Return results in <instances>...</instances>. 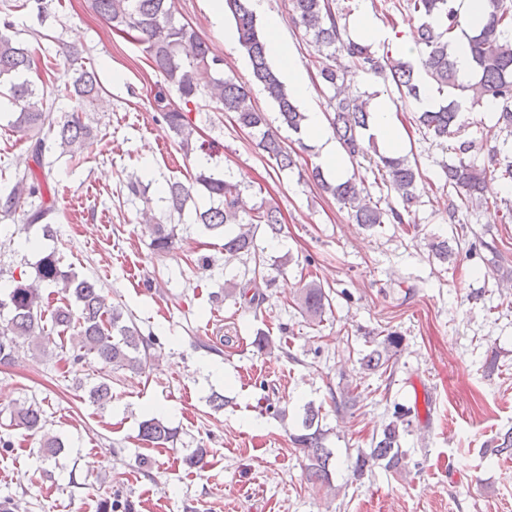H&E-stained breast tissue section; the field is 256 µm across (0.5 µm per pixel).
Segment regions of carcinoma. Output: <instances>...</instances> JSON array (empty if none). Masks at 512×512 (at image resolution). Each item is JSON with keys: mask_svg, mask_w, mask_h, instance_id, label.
Wrapping results in <instances>:
<instances>
[{"mask_svg": "<svg viewBox=\"0 0 512 512\" xmlns=\"http://www.w3.org/2000/svg\"><path fill=\"white\" fill-rule=\"evenodd\" d=\"M96 11L112 30L130 36L144 46L152 65L161 72L176 92L179 102L168 99L165 91L154 95L155 109L187 157L211 155L213 145L200 140L197 126L192 122L188 106L196 104L200 95L222 105V110L234 114L239 129L252 136L257 149L275 161L278 171L296 166L294 156L284 146L277 131L273 130L266 114L251 100L250 90L218 69L220 58L211 45L202 39L187 22L176 20L173 0H93ZM42 9V0H24L20 5L12 0L0 4V98L7 100L12 112L8 126L22 133L31 142V154L40 169L26 170L19 176L0 204V216L8 219L17 211L19 200L26 195L39 203L24 212L25 226H40L42 238L52 236L50 216L54 203L44 199L48 176L43 172L45 157L60 151L70 158L81 155L93 139V129L85 124L78 110L65 117L55 115L51 105L40 95L34 84L25 79L34 59L29 48L12 39L6 31L13 28L12 12L17 8ZM406 8L417 16L418 24L412 31L414 51L418 63L378 55L372 45L347 34L340 25L343 14L336 11L335 0H290L291 19L304 34L312 36L328 49L327 62L319 66L321 82L333 90V111L327 121L333 135L349 160L358 164L365 160L381 177L387 191L395 194L401 208L382 209L366 202L364 182L350 177L344 181L329 180L320 166L311 169V177L323 191L331 194L350 210L355 223L371 230L383 224H403L405 216L419 203L421 170L416 160L377 154L372 139L365 138L373 118L369 100L343 95V87L350 70L372 72L390 79L396 86L401 101L408 105L421 103L425 75L435 88L439 102L431 109L416 111L415 124L424 135L438 141H455L452 151L456 161L442 165L445 184L453 189L458 200H448V216L454 218L459 206L483 208V187L487 179L498 178L512 185V152L497 150L489 156V165L479 166L468 160L475 142L461 135L460 114L464 105L475 108L486 100L497 104L496 122L491 127L494 136L506 134L512 139V0H479V15L470 18L462 13L458 0H407ZM224 13L234 21L237 41L247 54L253 81L262 87L268 99L277 107L281 123L300 135L305 130V114L291 96L280 73L269 62L268 40L257 27L251 0H224ZM467 38L472 55V68L462 74L456 67L451 46L457 35ZM65 95L77 106H98L104 103L97 73L80 67L78 76L65 84ZM200 189L209 204L194 205V223L224 239V263L233 260L254 263L253 275L264 269L280 270L278 260L267 263L264 249L257 244V232L264 226L275 238L284 233L280 210L265 203L252 211L241 205V182L232 178L216 177L200 170L194 182L185 185L180 180H167L162 195L154 203L160 213L156 223L149 225L151 246L158 254L174 249L176 225L182 222L186 207L193 200V191ZM433 254L443 263L454 262L459 250L448 239L431 244ZM54 285L61 293L60 304L45 306L40 293L42 285ZM238 294L244 304L258 308L265 296L250 292L249 284L229 282L224 295ZM301 313L312 323L332 307V298L324 288L309 284L301 289L298 302ZM58 333H71L78 353L72 361L78 362L82 354L93 353L106 366L114 370L141 371L147 361L151 344L139 326L119 306H106L95 279L80 278L64 271L53 251L44 252L35 266V276L22 272L12 279L11 285L0 297V365L15 362L22 345L39 349L42 355L50 353L52 342L45 330V321ZM402 337L396 332L378 333L366 340L369 350L359 358L363 371L393 376V357L397 354ZM87 401L105 409L112 403V387L108 379L94 382L85 389ZM323 406L309 402L290 439L305 460L304 478L312 485L332 487V469L336 467V454L326 446L329 430L322 425ZM412 408L397 405L381 432L372 436L370 446L360 449L351 464L354 480H360L376 465L400 473L407 466L402 438L409 434ZM10 425L19 426L38 438L39 452L46 461H56L65 452V443L47 429L44 410L37 402L24 401L10 412ZM138 436L156 445L177 441L178 429L163 419L150 415L139 423ZM485 453L498 459L512 458V428L486 444ZM209 449L195 448L182 458L187 469L201 467Z\"/></svg>", "mask_w": 512, "mask_h": 512, "instance_id": "obj_1", "label": "carcinoma"}]
</instances>
